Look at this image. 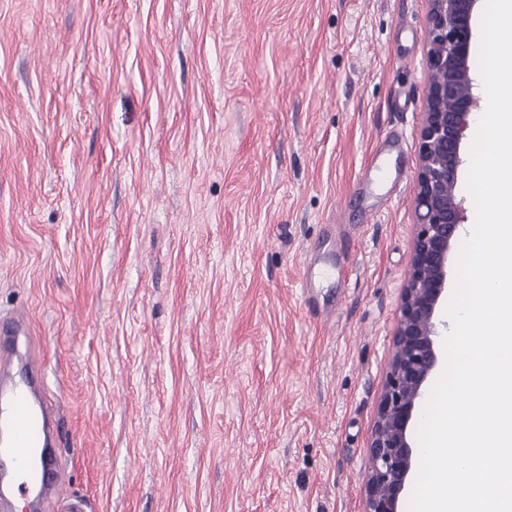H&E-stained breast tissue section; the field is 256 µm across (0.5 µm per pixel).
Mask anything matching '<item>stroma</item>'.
<instances>
[{"mask_svg":"<svg viewBox=\"0 0 512 512\" xmlns=\"http://www.w3.org/2000/svg\"><path fill=\"white\" fill-rule=\"evenodd\" d=\"M428 0H0V320L39 512H363L416 232ZM390 136L398 177L365 182ZM335 241L347 274L302 289ZM29 336L30 327L26 320L0 322V432L6 440L2 452L10 464L18 463L23 479L18 483L19 489L39 486V492L47 494L53 488L46 485L49 472L44 468L47 464L45 451L56 447V437L52 416L41 400L42 369L24 359ZM3 357L12 364L2 371ZM15 359L24 360L31 367L21 381L13 380L11 375ZM35 453L40 458L37 468L32 464Z\"/></svg>","mask_w":512,"mask_h":512,"instance_id":"obj_1","label":"stroma"}]
</instances>
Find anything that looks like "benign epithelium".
Here are the masks:
<instances>
[{
  "label": "benign epithelium",
  "mask_w": 512,
  "mask_h": 512,
  "mask_svg": "<svg viewBox=\"0 0 512 512\" xmlns=\"http://www.w3.org/2000/svg\"><path fill=\"white\" fill-rule=\"evenodd\" d=\"M481 0H429L430 72L413 185L417 233L397 311L393 351L368 443L371 468L363 512H399L417 449L408 436L438 364L447 326L439 308L448 290V256L464 222L456 194L462 145L471 116L482 109L470 63L473 20Z\"/></svg>",
  "instance_id": "7a95c632"
}]
</instances>
